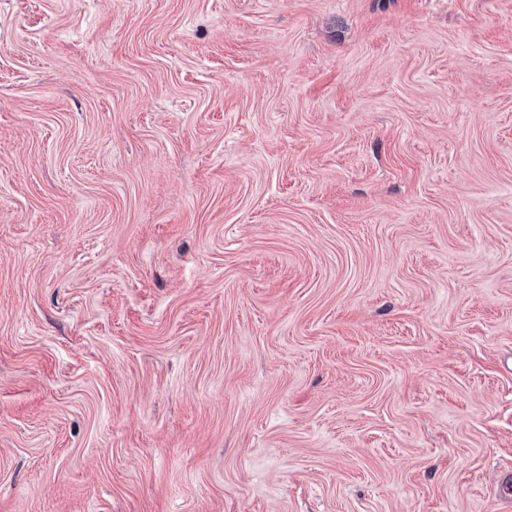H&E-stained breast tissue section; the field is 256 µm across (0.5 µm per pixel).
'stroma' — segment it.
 Returning a JSON list of instances; mask_svg holds the SVG:
<instances>
[{
	"mask_svg": "<svg viewBox=\"0 0 512 512\" xmlns=\"http://www.w3.org/2000/svg\"><path fill=\"white\" fill-rule=\"evenodd\" d=\"M512 0H0V512H499Z\"/></svg>",
	"mask_w": 512,
	"mask_h": 512,
	"instance_id": "1",
	"label": "stroma"
}]
</instances>
